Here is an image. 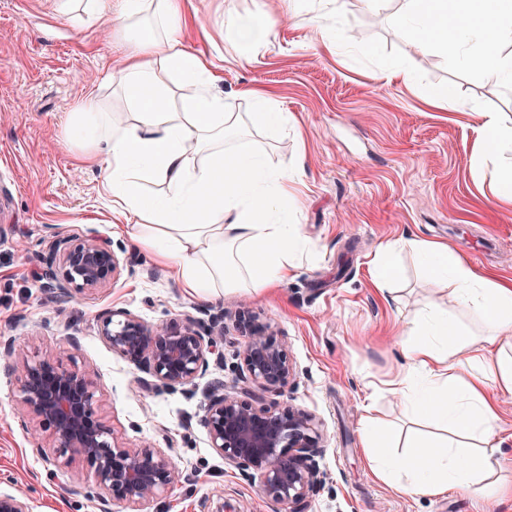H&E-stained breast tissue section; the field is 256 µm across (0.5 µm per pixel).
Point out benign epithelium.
<instances>
[{
    "mask_svg": "<svg viewBox=\"0 0 512 512\" xmlns=\"http://www.w3.org/2000/svg\"><path fill=\"white\" fill-rule=\"evenodd\" d=\"M38 278L45 302L57 306L75 294L110 286L121 261L111 245L96 236L74 238L59 232L41 257ZM225 314L188 319L182 325H150L123 310L107 314L101 333L112 351L149 375L147 387L192 385L220 369L224 354ZM15 360L20 381L18 411L51 432L55 459L80 457L93 470L101 512L114 502L149 504L171 489L180 475L163 451L125 448L112 442L111 430L96 410L95 376L76 362L28 355L10 342L0 358ZM241 357L244 379L263 393L279 394L293 376L288 338L270 323L250 327ZM201 424L210 447L243 472L260 476L269 501L284 512H300L321 484L316 461L322 433L315 419L290 406L280 408L260 396L243 400L217 378L203 391ZM0 512H32L19 490H0Z\"/></svg>",
    "mask_w": 512,
    "mask_h": 512,
    "instance_id": "obj_1",
    "label": "benign epithelium"
}]
</instances>
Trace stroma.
Returning <instances> with one entry per match:
<instances>
[{
  "label": "stroma",
  "instance_id": "1",
  "mask_svg": "<svg viewBox=\"0 0 512 512\" xmlns=\"http://www.w3.org/2000/svg\"><path fill=\"white\" fill-rule=\"evenodd\" d=\"M183 2L197 20L188 43L221 75L217 90L234 111H251L240 92L262 86L299 123L296 133L231 142L305 172L287 215L303 241L287 281L264 293L201 300L116 230L99 169H77L64 128L87 97L104 106L120 99L112 74L137 35L90 19L84 0H72L64 13L56 0H0V337L94 372L97 411L115 444L162 449L181 471L161 499L116 502L112 512H278L259 478L210 448L200 423L209 379L232 385L242 376L247 328L229 323L223 370L147 394L137 388L138 368L100 333L112 310L155 325L221 308L272 323L288 339L294 375L272 400L312 415L323 434L322 485L303 512H482L462 492L408 497L374 480L361 418L371 403L378 424L417 425L389 390L406 366L399 329L424 305L448 297L406 240L446 242L468 265L512 278V209L490 204L495 176L512 168V152L486 164L477 150L481 113L512 122V97L483 72L460 75L436 43L414 53V34L397 22L393 2L371 11L362 0H344L330 19L332 51L314 45L311 0ZM259 7L278 19L276 36L240 44L227 30L228 12ZM389 68L410 71L411 83L388 82ZM56 231L107 239L124 265L114 284L75 295L63 305V321L51 323L34 271ZM395 241L398 274L383 298L371 279L381 246ZM18 385L11 362L0 359V487L18 482L34 512H99L93 471L78 457L53 462L50 432L18 419Z\"/></svg>",
  "mask_w": 512,
  "mask_h": 512
}]
</instances>
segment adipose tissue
<instances>
[{"mask_svg": "<svg viewBox=\"0 0 512 512\" xmlns=\"http://www.w3.org/2000/svg\"><path fill=\"white\" fill-rule=\"evenodd\" d=\"M92 9L116 15L126 29L141 14L158 15L164 34L120 64L133 124L92 100L70 117L79 155L103 170L101 188L112 197L113 214L132 221L134 241L152 250L188 294L210 300L245 286H277L300 242L296 225L277 217L293 208L288 186L302 173L224 141L246 124L262 131L287 128L291 115L261 88L246 92L252 112L231 111L213 90L215 74L185 42L187 21L176 0H122L117 11L111 0H92ZM398 13L412 24L417 47L437 40L461 73L487 72L512 95V59L499 52L512 45V0H400ZM274 26L263 11L228 18L229 30L244 44L269 40ZM160 60L181 80L182 111L166 107L155 69ZM143 179L162 185L163 193L139 192ZM409 245L437 285L453 287L447 307L416 312L404 349L408 364L394 383L412 412L429 417L435 430L425 437L409 433L407 454L395 457L389 453L394 434L378 431L365 417L361 440L370 450L369 469L403 495L456 489L490 503L512 493L492 478L501 399L512 396V281L467 265L446 244L413 239ZM454 310L468 311L485 334L464 331L450 316Z\"/></svg>", "mask_w": 512, "mask_h": 512, "instance_id": "ef3b65f1", "label": "adipose tissue"}]
</instances>
